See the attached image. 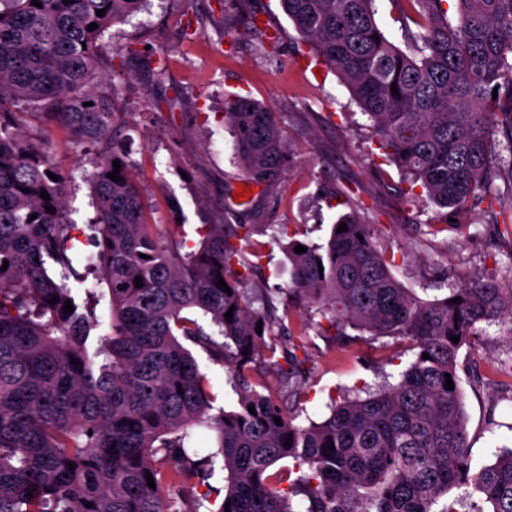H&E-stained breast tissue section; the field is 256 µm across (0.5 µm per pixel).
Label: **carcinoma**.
Masks as SVG:
<instances>
[{
    "label": "carcinoma",
    "instance_id": "carcinoma-1",
    "mask_svg": "<svg viewBox=\"0 0 512 512\" xmlns=\"http://www.w3.org/2000/svg\"><path fill=\"white\" fill-rule=\"evenodd\" d=\"M38 2L0 0V512H199V501L175 508L172 488L216 466L226 481L217 512H460L448 491L463 485L492 512H512V449L472 471L457 372L477 324L512 320V277L473 274L423 300L396 278L393 254L356 212L339 215L323 245H282L288 292L315 308L316 335L349 326L401 336L416 351L397 382L365 398L349 390L323 421L299 425L254 377L282 358V392L296 397L309 370L296 354L304 336L288 337L277 355L290 312L277 315L274 294L247 288L261 259V248L241 245L247 225L204 224L199 244L180 252L147 221L124 156L108 150L88 174L95 217L86 238L96 253L86 268L103 274L110 299L98 318L96 293L69 285L84 230L68 216L64 177L18 132V108L43 107L79 142L110 145L121 116L112 91L94 90L97 63L105 32L144 0ZM280 2L299 44L348 87L378 149L425 190H409L410 202L467 211L503 160L498 147L512 170V0H398L418 27L405 33L410 55L379 26L375 0ZM224 120L246 177L271 184L288 164L277 113L235 97ZM115 160L117 181L107 177ZM299 244L307 251L295 253ZM194 346L227 366L237 407L210 414ZM194 426L216 431V451L188 456ZM479 502L471 512H483Z\"/></svg>",
    "mask_w": 512,
    "mask_h": 512
}]
</instances>
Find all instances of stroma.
Returning <instances> with one entry per match:
<instances>
[{"mask_svg": "<svg viewBox=\"0 0 512 512\" xmlns=\"http://www.w3.org/2000/svg\"><path fill=\"white\" fill-rule=\"evenodd\" d=\"M98 71L114 83V107L124 121L112 148L125 155L144 191L150 223L196 242L201 225L245 224L253 240L269 239L271 225L326 238L336 214L359 211L375 224L395 256V274L425 300L438 297L448 273L512 275V243L490 229L512 203V170L491 171V194L477 192L458 216V230L431 234L428 215L405 199L396 165L386 162L347 87L331 71L300 55L297 33L279 0H148L129 21L106 32ZM241 95L279 113L290 163L267 190L235 202L244 173L224 123L227 96ZM23 134L43 145L63 173L65 198L78 226L93 217L86 176L104 150L77 141L39 109L20 113ZM290 283L288 261L273 250L254 270L255 293ZM458 356L471 467L480 470L512 448V378L499 373L512 358V320L477 326ZM311 371L300 401L281 397L279 368L258 375L282 410L298 424L323 420L329 395L365 390L397 376L414 358L407 342L348 330L345 337L310 336Z\"/></svg>", "mask_w": 512, "mask_h": 512, "instance_id": "35a3bbf8", "label": "stroma"}]
</instances>
